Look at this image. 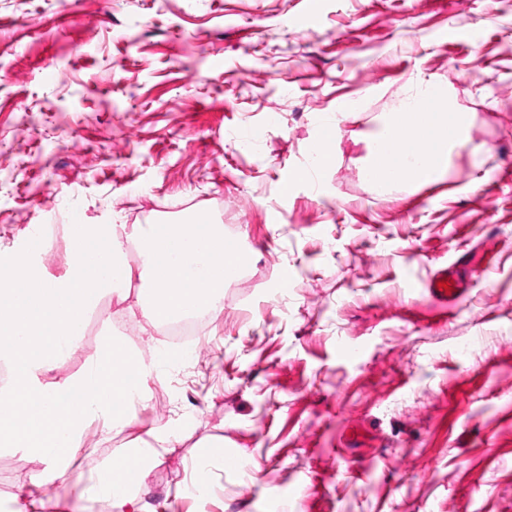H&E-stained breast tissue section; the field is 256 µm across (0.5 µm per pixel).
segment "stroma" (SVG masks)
<instances>
[{
  "label": "stroma",
  "instance_id": "35a3bbf8",
  "mask_svg": "<svg viewBox=\"0 0 512 512\" xmlns=\"http://www.w3.org/2000/svg\"><path fill=\"white\" fill-rule=\"evenodd\" d=\"M305 2L0 0V257L69 213L124 240L206 213L246 255L209 375L155 337L140 279L93 307L139 327L150 376L126 427L84 422L54 512H129L92 484L160 436L136 512H512V0H316L302 24ZM421 75L468 140L435 181L370 183L366 142ZM441 269L451 310L425 289ZM122 333H81L42 382ZM48 467L0 448V512H31ZM334 135V128L331 126H325L322 130L321 141L317 142L313 145L311 156L313 160V164L318 169H323L328 167V165L332 162L333 159V151H332V142L335 139H331L328 141L330 137Z\"/></svg>",
  "mask_w": 512,
  "mask_h": 512
}]
</instances>
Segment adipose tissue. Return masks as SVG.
I'll list each match as a JSON object with an SVG mask.
<instances>
[{
  "label": "adipose tissue",
  "mask_w": 512,
  "mask_h": 512,
  "mask_svg": "<svg viewBox=\"0 0 512 512\" xmlns=\"http://www.w3.org/2000/svg\"><path fill=\"white\" fill-rule=\"evenodd\" d=\"M415 90L418 96L434 103L430 125L422 134L421 144L398 156L394 171L384 172L380 166L379 149L393 139L395 133L390 122H383L369 146V163L365 170L367 178L374 179L387 173L391 178L409 185L437 179L447 172L454 149L467 141V117L453 107L446 88L421 78L416 81ZM106 473L107 480H96L97 491L121 504H132L130 490L143 480L144 458L138 453L128 454L126 462L109 465Z\"/></svg>",
  "instance_id": "ef3b65f1"
}]
</instances>
